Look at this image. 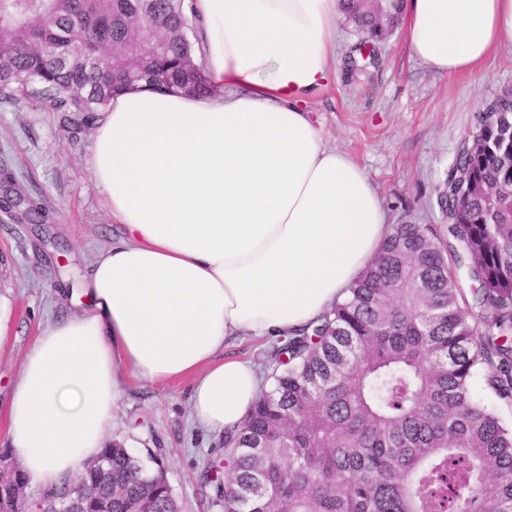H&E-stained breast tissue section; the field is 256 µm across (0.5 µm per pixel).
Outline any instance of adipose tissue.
<instances>
[{
    "instance_id": "adipose-tissue-1",
    "label": "adipose tissue",
    "mask_w": 512,
    "mask_h": 512,
    "mask_svg": "<svg viewBox=\"0 0 512 512\" xmlns=\"http://www.w3.org/2000/svg\"><path fill=\"white\" fill-rule=\"evenodd\" d=\"M208 97L115 96L88 165L120 236L94 258L90 305L46 323L10 401L28 485L96 457L125 374L193 378L192 416L240 426L260 393L240 336L277 339L344 301L390 232L365 170L303 103L336 67L338 0H187ZM412 55L438 73L512 48V0H404Z\"/></svg>"
}]
</instances>
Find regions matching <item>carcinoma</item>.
Listing matches in <instances>:
<instances>
[{"mask_svg":"<svg viewBox=\"0 0 512 512\" xmlns=\"http://www.w3.org/2000/svg\"><path fill=\"white\" fill-rule=\"evenodd\" d=\"M340 2L366 42L400 24L402 0ZM0 15V98L59 113L73 139L132 85L211 90L186 0H0ZM444 185L445 230L392 225L349 298L271 355L272 389L224 434L222 512H512V429L472 390L481 376L512 405L511 107L479 118ZM4 204L40 222L25 197ZM101 456L112 484L90 468L79 481L111 512H181L162 467L115 439Z\"/></svg>","mask_w":512,"mask_h":512,"instance_id":"obj_1","label":"carcinoma"}]
</instances>
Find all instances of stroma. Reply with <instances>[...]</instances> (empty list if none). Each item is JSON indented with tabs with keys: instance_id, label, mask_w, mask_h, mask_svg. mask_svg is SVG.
<instances>
[{
	"instance_id": "obj_1",
	"label": "stroma",
	"mask_w": 512,
	"mask_h": 512,
	"mask_svg": "<svg viewBox=\"0 0 512 512\" xmlns=\"http://www.w3.org/2000/svg\"><path fill=\"white\" fill-rule=\"evenodd\" d=\"M359 41L351 25L341 24L336 70L308 107L326 144L365 169L389 223L441 224L438 189L479 113L512 92V50H495L475 72L441 75L411 57L402 27L380 43L375 64L354 73L347 61ZM60 122L59 114L26 100L0 99V196L14 187L43 215L30 224L0 212V454L10 451L7 410L28 351L48 321L85 305L80 286L117 230L87 165L92 131L74 140ZM275 346L242 336L224 354L251 362L267 388L265 364ZM189 394L186 380L127 377L107 437L156 456L182 512H220L206 475L228 465L224 436L197 427Z\"/></svg>"
}]
</instances>
